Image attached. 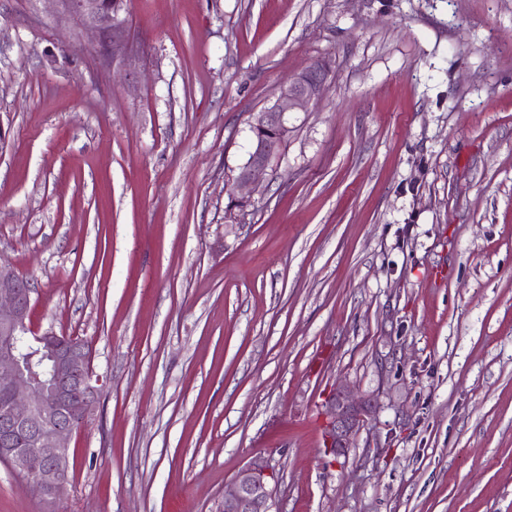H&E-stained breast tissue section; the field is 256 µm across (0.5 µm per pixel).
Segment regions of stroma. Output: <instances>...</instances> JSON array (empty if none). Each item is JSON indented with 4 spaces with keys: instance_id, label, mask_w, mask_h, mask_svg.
I'll return each mask as SVG.
<instances>
[{
    "instance_id": "obj_1",
    "label": "stroma",
    "mask_w": 512,
    "mask_h": 512,
    "mask_svg": "<svg viewBox=\"0 0 512 512\" xmlns=\"http://www.w3.org/2000/svg\"><path fill=\"white\" fill-rule=\"evenodd\" d=\"M0 0V262L101 393L61 512H512V0ZM320 102L237 220L253 112ZM374 410L328 454L336 387ZM0 512H46L0 463ZM63 12L76 16L82 25L101 37V48L112 64L127 57L133 47L122 36V12L127 0H54ZM270 473L262 466L242 469L228 492L224 493L222 512H272L273 488Z\"/></svg>"
}]
</instances>
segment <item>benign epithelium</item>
<instances>
[{
    "instance_id": "obj_1",
    "label": "benign epithelium",
    "mask_w": 512,
    "mask_h": 512,
    "mask_svg": "<svg viewBox=\"0 0 512 512\" xmlns=\"http://www.w3.org/2000/svg\"><path fill=\"white\" fill-rule=\"evenodd\" d=\"M63 12L101 37L107 60L127 57L133 47L122 36L127 0H55ZM327 68H305L271 105L253 113L252 146L233 178L226 214L251 203L257 179L272 168L293 133L288 114L307 112L320 98ZM33 284L0 264V461L18 474H36V489L50 512L64 497L73 431L93 414L99 388L94 384L92 348L71 336L31 326ZM371 413V405L342 390L328 404L327 447L334 455L350 447ZM270 473L262 466L242 469L224 493L222 512H272Z\"/></svg>"
}]
</instances>
